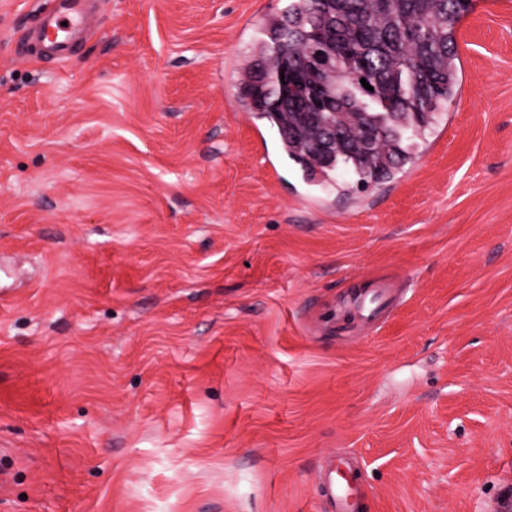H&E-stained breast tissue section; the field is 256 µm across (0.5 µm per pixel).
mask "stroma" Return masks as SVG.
I'll use <instances>...</instances> for the list:
<instances>
[{
	"mask_svg": "<svg viewBox=\"0 0 512 512\" xmlns=\"http://www.w3.org/2000/svg\"><path fill=\"white\" fill-rule=\"evenodd\" d=\"M0 0V512H487L512 490V0L412 163L349 194L238 72L288 0ZM375 288L390 308L367 320ZM54 1H57L55 11L40 20L33 34L50 54L66 60L74 45V38L94 28V0ZM62 22H67V26H62ZM339 466L330 462L321 477L327 480L325 487L328 488L327 495L332 500L338 512H362V495L358 487L347 479L340 480L337 476ZM335 475V476H334Z\"/></svg>",
	"mask_w": 512,
	"mask_h": 512,
	"instance_id": "1",
	"label": "stroma"
}]
</instances>
